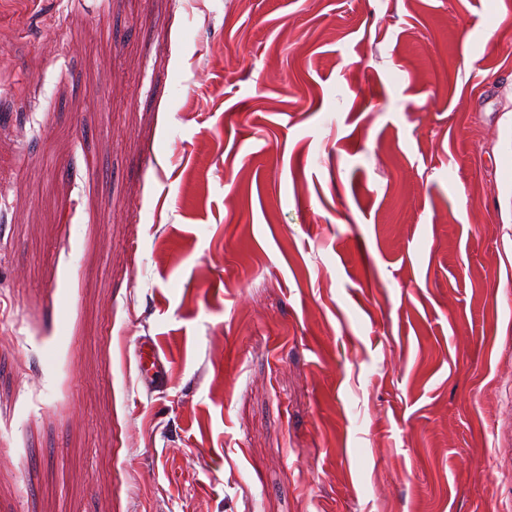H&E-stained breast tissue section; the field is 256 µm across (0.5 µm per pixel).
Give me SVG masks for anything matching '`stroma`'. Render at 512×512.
<instances>
[{"label":"stroma","mask_w":512,"mask_h":512,"mask_svg":"<svg viewBox=\"0 0 512 512\" xmlns=\"http://www.w3.org/2000/svg\"><path fill=\"white\" fill-rule=\"evenodd\" d=\"M0 160V512H512V0H0ZM164 354L159 350L153 339H144L139 343L137 365L139 377L147 389L159 387L167 377Z\"/></svg>","instance_id":"obj_1"}]
</instances>
